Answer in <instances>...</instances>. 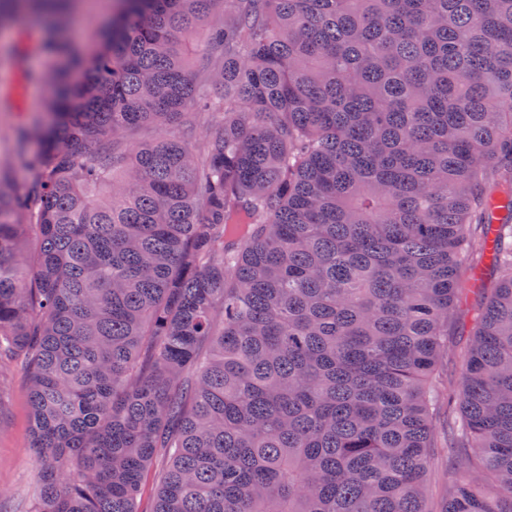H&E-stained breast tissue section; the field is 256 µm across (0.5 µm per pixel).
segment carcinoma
<instances>
[{
  "label": "carcinoma",
  "instance_id": "obj_1",
  "mask_svg": "<svg viewBox=\"0 0 512 512\" xmlns=\"http://www.w3.org/2000/svg\"><path fill=\"white\" fill-rule=\"evenodd\" d=\"M114 2L88 56L44 31L56 96L0 185L37 512H138L159 451L152 512H431L458 323L483 475L441 512H512V0ZM452 345L448 356L439 369V382L442 391L441 418L434 432V446L437 452L431 472V502L435 507L443 494L448 491V476L457 470L448 464V395L457 392L461 386V377L465 365V351L469 336H450ZM165 461L166 457L162 453H159L153 458L152 463L144 471L141 479L140 495L138 498L139 512L152 511Z\"/></svg>",
  "mask_w": 512,
  "mask_h": 512
}]
</instances>
